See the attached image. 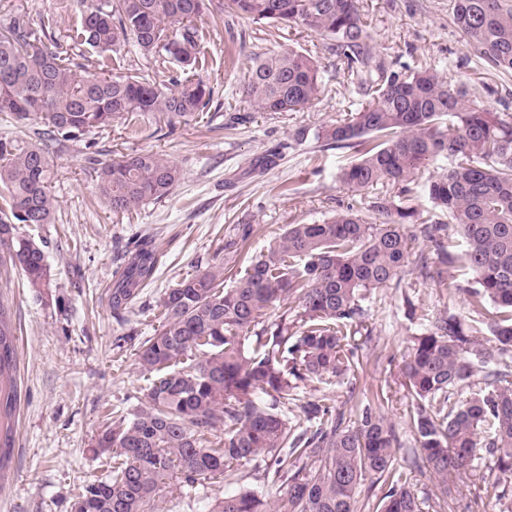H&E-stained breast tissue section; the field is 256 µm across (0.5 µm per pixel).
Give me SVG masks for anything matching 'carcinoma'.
Returning <instances> with one entry per match:
<instances>
[{"label": "carcinoma", "instance_id": "cac0c4a2", "mask_svg": "<svg viewBox=\"0 0 512 512\" xmlns=\"http://www.w3.org/2000/svg\"><path fill=\"white\" fill-rule=\"evenodd\" d=\"M206 13L321 36L361 103L318 137L359 154L339 174L351 191L386 185L400 197L374 196L372 222L349 205L319 223L286 225L228 288L224 264L213 263L167 289L157 301L160 329L138 350L150 375L145 401L131 418L104 420L97 448L112 451L108 476L87 483L70 512H162L166 494L215 479L236 483L259 457L286 491L263 500L242 487L209 512H357L367 479L387 487L372 512H422L424 501L396 466L403 444L383 401L365 404L353 421L321 400L299 404L291 418L279 406L295 403L308 381L328 383L356 368L350 340L365 326L367 294L404 272L443 282V267L458 261L473 276L469 315L423 314L403 360L414 457L445 493L448 476L471 470L485 434L494 469L512 475V114L477 104L476 92L419 62L387 68L357 0H87L71 41L103 56V70L134 43L185 74L170 78L169 91L138 75L81 77L69 44L45 24L26 15L0 19V116L41 120L21 137L0 136V264L18 266L39 292L51 287L45 242L20 232L22 224L55 220L45 142L89 148L95 135L133 117L189 119L208 106L212 88L189 77L205 64L194 21ZM452 16L468 57L512 75V0H453ZM323 90L320 66L297 51L255 58L240 88L252 109L274 113L301 112ZM443 159L448 169L423 191L456 228L460 256L446 244L445 224L409 227L417 215L410 185ZM93 174L115 215L165 200L181 180L177 164L153 151L123 155ZM419 237L432 254L411 263L409 242ZM161 259L152 235L133 241L112 274L116 317L132 312ZM16 371V328L0 303V473L13 447ZM257 392L273 403L256 401Z\"/></svg>", "mask_w": 512, "mask_h": 512}]
</instances>
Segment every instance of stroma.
<instances>
[{
  "label": "stroma",
  "instance_id": "stroma-1",
  "mask_svg": "<svg viewBox=\"0 0 512 512\" xmlns=\"http://www.w3.org/2000/svg\"><path fill=\"white\" fill-rule=\"evenodd\" d=\"M362 19L377 54L393 68L409 59L447 77L479 86L482 79L512 86V77L487 75L466 60L465 39L452 20L451 0H359ZM79 0H0V11H26L45 22L52 36L66 40L80 16ZM195 25L208 63L199 73L213 89L199 116L174 124L152 119L130 128L113 125L92 148L70 142L51 150L55 223L39 234L53 286L30 288L18 266L0 265V303L17 325L20 406L9 469L0 479V512H70L82 486L105 477L93 453L109 411L131 415L140 406L147 376L137 350L160 320L152 308L167 288L211 262L224 265L232 283L255 257L266 252L289 224H311L347 205L369 203L351 192L338 173L351 151L323 147L317 130L336 121L356 95L336 73V59L323 40L303 28L267 32L241 16L204 14ZM294 50L317 59L325 91L301 112H254L239 96L256 56ZM302 142H294L296 131ZM142 150L168 155L182 178L162 202L129 215H113L100 200L90 169ZM250 225L241 238L242 225ZM154 235L163 254L154 281L143 291L128 321L116 319L105 292L132 236ZM236 252H224L228 239ZM367 332L358 333L360 364L331 383L302 386L301 400L321 399L355 417L365 403L383 399V411L405 446L396 465L406 471L423 512H493L497 495L512 503V478L493 469L489 455L471 471L448 479L440 494L428 468L408 444L412 399L402 360L420 329L423 313H466V293H450L432 281L384 288L366 299Z\"/></svg>",
  "mask_w": 512,
  "mask_h": 512
}]
</instances>
